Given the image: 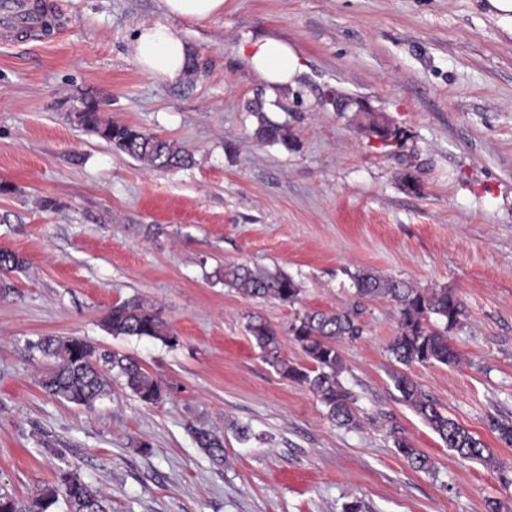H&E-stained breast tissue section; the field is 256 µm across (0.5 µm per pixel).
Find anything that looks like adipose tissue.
Returning <instances> with one entry per match:
<instances>
[{
    "label": "adipose tissue",
    "mask_w": 512,
    "mask_h": 512,
    "mask_svg": "<svg viewBox=\"0 0 512 512\" xmlns=\"http://www.w3.org/2000/svg\"><path fill=\"white\" fill-rule=\"evenodd\" d=\"M132 55L146 73L168 80L177 79L185 69L187 45L172 24L140 26L130 44ZM247 60L254 73L266 84L270 100L296 88L303 68L296 48L277 38L264 37L252 42Z\"/></svg>",
    "instance_id": "adipose-tissue-1"
}]
</instances>
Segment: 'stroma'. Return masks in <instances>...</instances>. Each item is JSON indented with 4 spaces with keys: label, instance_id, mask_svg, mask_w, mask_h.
<instances>
[{
    "label": "stroma",
    "instance_id": "obj_1",
    "mask_svg": "<svg viewBox=\"0 0 512 512\" xmlns=\"http://www.w3.org/2000/svg\"><path fill=\"white\" fill-rule=\"evenodd\" d=\"M53 2L68 20L54 41L0 48V248L26 262L0 297V492L30 499L69 468L112 512H512V447L490 429L512 417V34L482 0H225L178 21L191 69L176 81L130 52L138 26L166 22L160 0ZM261 37L292 44L303 67L275 112L241 50ZM87 95L193 164L113 152L75 118ZM263 112L287 140L257 138ZM370 112L400 141L371 136ZM241 263L288 273L298 301L242 297L224 283ZM358 268L464 303L459 364L410 372L498 466L461 460L400 402L389 301H366L362 336L338 345L356 426L263 361L251 318L309 366L288 327L354 302ZM133 296L177 346L111 334L106 314ZM47 335L130 356L171 391L146 405L117 378L93 407L55 399L29 347ZM202 426L222 435L223 464L197 447ZM395 427L431 471L404 461Z\"/></svg>",
    "mask_w": 512,
    "mask_h": 512
}]
</instances>
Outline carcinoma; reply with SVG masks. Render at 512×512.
Here are the masks:
<instances>
[{
    "label": "carcinoma",
    "mask_w": 512,
    "mask_h": 512,
    "mask_svg": "<svg viewBox=\"0 0 512 512\" xmlns=\"http://www.w3.org/2000/svg\"><path fill=\"white\" fill-rule=\"evenodd\" d=\"M78 123L106 141L112 148L151 168H177L193 162L192 154L175 142L131 125L104 118L98 103L78 115ZM257 136L268 141L288 139V129L260 118ZM24 259L17 253L0 248V294L13 289L10 274L21 270ZM356 288L355 301L336 311H307L291 324V335L300 345L313 367L302 368L280 355L277 332L262 320L249 322L247 330L266 363L281 375L306 386L327 410L328 417L340 426L355 422L349 396L338 381L343 359L336 348L340 338L362 336L360 316L364 302L376 298L392 302L399 314L398 334L389 345L395 363L401 365L391 374L399 400L410 407L459 457L498 466L493 452L484 441L442 413L422 393L417 382L404 371L414 364L454 366L459 354L450 343L448 333L463 327L466 309L460 298L446 288H415L401 280L385 278L367 269L348 272ZM224 284L245 298L275 299L293 304L299 300L301 288L283 272L255 271L245 264L224 268ZM105 325L114 336H137L157 340L174 347L178 336L160 311L139 296H133L112 307ZM41 356L53 361L40 380L50 396L69 403L92 407L112 393V377L123 379L124 387L145 404L154 405L163 398L162 382L149 374L137 361L116 352L102 353L89 342L76 336H44L34 345ZM492 430L506 446H512V419L491 420ZM193 438L210 459L224 460V442L219 435L204 427L192 430ZM394 445L408 464L416 470L431 467L430 459L414 448L406 436L392 431ZM67 512H112L110 499L92 488L75 470H62L55 483L44 487L27 501L0 494V512H49L58 500Z\"/></svg>",
    "instance_id": "1"
}]
</instances>
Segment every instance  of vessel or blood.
Wrapping results in <instances>:
<instances>
[{"label": "vessel or blood", "instance_id": "vessel-or-blood-1", "mask_svg": "<svg viewBox=\"0 0 512 512\" xmlns=\"http://www.w3.org/2000/svg\"><path fill=\"white\" fill-rule=\"evenodd\" d=\"M62 19L51 0H0V44L14 45L20 36L45 40L57 34Z\"/></svg>", "mask_w": 512, "mask_h": 512}]
</instances>
